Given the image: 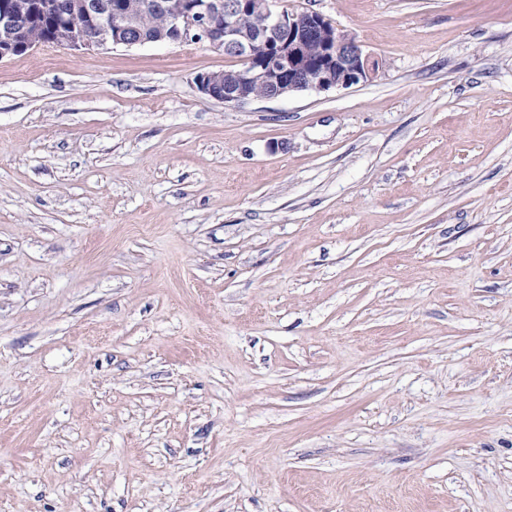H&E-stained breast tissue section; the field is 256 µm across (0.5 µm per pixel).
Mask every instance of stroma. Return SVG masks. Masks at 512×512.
<instances>
[{
  "label": "stroma",
  "mask_w": 512,
  "mask_h": 512,
  "mask_svg": "<svg viewBox=\"0 0 512 512\" xmlns=\"http://www.w3.org/2000/svg\"><path fill=\"white\" fill-rule=\"evenodd\" d=\"M275 7L372 79L0 60V512H512V0Z\"/></svg>",
  "instance_id": "obj_1"
}]
</instances>
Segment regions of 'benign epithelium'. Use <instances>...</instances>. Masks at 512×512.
I'll return each mask as SVG.
<instances>
[{"instance_id": "benign-epithelium-1", "label": "benign epithelium", "mask_w": 512, "mask_h": 512, "mask_svg": "<svg viewBox=\"0 0 512 512\" xmlns=\"http://www.w3.org/2000/svg\"><path fill=\"white\" fill-rule=\"evenodd\" d=\"M274 0H146L135 9L119 10L111 0H14L0 9V59L25 53L35 42H23L19 29L36 9L49 8L60 18L53 43L93 48L110 42L132 47L147 43L140 35L142 17L150 10L166 12L173 40L206 41L245 67L224 79L211 72L198 78L200 91L226 105L255 100L254 85L274 99L314 90L347 88L369 81L375 62L355 39L315 12H276ZM87 18L72 30L67 15ZM257 14L262 24L250 28L244 19Z\"/></svg>"}]
</instances>
